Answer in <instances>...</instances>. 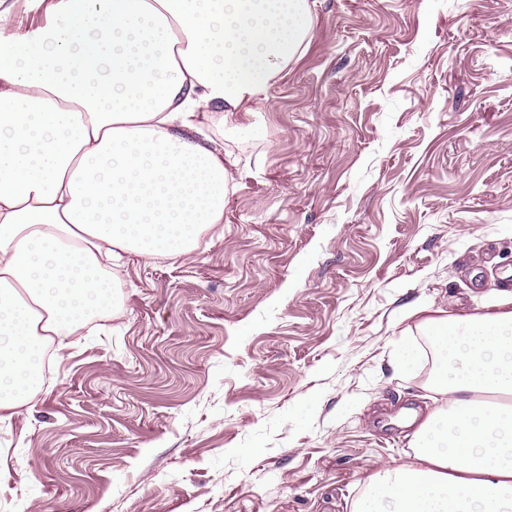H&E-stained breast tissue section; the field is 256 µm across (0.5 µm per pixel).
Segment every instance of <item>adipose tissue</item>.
<instances>
[{
    "instance_id": "adipose-tissue-1",
    "label": "adipose tissue",
    "mask_w": 512,
    "mask_h": 512,
    "mask_svg": "<svg viewBox=\"0 0 512 512\" xmlns=\"http://www.w3.org/2000/svg\"><path fill=\"white\" fill-rule=\"evenodd\" d=\"M0 0V421L44 387V348L111 306L125 256L191 254L232 180L211 129L258 111L313 28L308 0ZM439 395L407 462L354 512H512V293L434 315Z\"/></svg>"
}]
</instances>
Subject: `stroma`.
Here are the masks:
<instances>
[{
  "label": "stroma",
  "instance_id": "1",
  "mask_svg": "<svg viewBox=\"0 0 512 512\" xmlns=\"http://www.w3.org/2000/svg\"><path fill=\"white\" fill-rule=\"evenodd\" d=\"M224 148L223 224L123 259L0 423V512H352L405 462V311L512 291V0H318Z\"/></svg>",
  "mask_w": 512,
  "mask_h": 512
}]
</instances>
